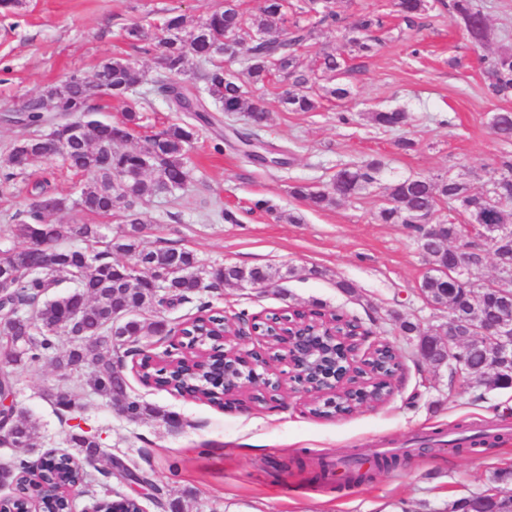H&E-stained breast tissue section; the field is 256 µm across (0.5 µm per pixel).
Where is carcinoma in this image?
Listing matches in <instances>:
<instances>
[{"label":"carcinoma","mask_w":512,"mask_h":512,"mask_svg":"<svg viewBox=\"0 0 512 512\" xmlns=\"http://www.w3.org/2000/svg\"><path fill=\"white\" fill-rule=\"evenodd\" d=\"M337 0H307V12L315 13L317 24L334 26L344 31L345 44L339 49L324 50L316 68L307 72L299 69L298 48L312 41L316 34L313 25L289 20L293 10L291 0H262L258 13L243 11L240 4L224 3L195 26H187L183 15L171 16L165 22L166 34L156 39L137 21L124 28V39L134 47L146 46L156 40L161 58L166 62L155 81L165 94L174 111L182 112L187 122L174 123L144 138L142 146L121 150L118 144L142 127L143 114L134 106L126 109L123 121L112 124L97 120L86 122L87 133L76 138L68 135L67 117L79 115L80 122L88 112L96 111L92 96L94 89L104 88L110 97L125 99L144 83L146 75L129 59L114 58L112 66H98L93 78L72 76L56 87L59 107L56 114L44 111L40 95L27 100L25 125L43 128V134L18 140L32 150L25 161H17L16 147H11L0 165V189L6 191L14 185L17 176L25 173L30 163L46 154L44 139L52 136L60 143L59 156L68 169L86 176L75 196L61 197L48 189V182L35 183L31 191L32 202L27 220L14 225L15 236L26 241L20 250L0 249V264L13 267V277H0V383L15 390L17 369L50 358L59 368H90L83 380L73 386H62L48 393L56 410L71 418L84 411L88 391L116 404L129 396L128 385L122 371L116 367V358L131 344L141 345L149 336L170 333L164 319L147 322L138 317L145 309L160 310L182 302L206 288H215L226 282H251L264 285L283 278L280 270L270 266H212L201 267L195 255L184 248L166 246L153 250L140 247L145 225L142 208L162 194H174L184 188L189 178L188 152L197 136L194 120L207 118L205 99L216 93L214 102L222 112L243 114L251 126L262 128L269 113L249 96L248 92L230 73L228 65L238 60L246 64V73L255 86L269 82L272 73L288 79V86L280 93V103L288 112H314L320 99L333 98L348 102L352 99L347 57H364L375 50L377 38L373 32L383 27L380 17L364 13L352 24L336 10ZM396 12L406 27L418 26L428 9V0H396ZM452 20L465 26L463 34L474 31L489 32L485 15L472 4V0H452ZM249 40L240 56L224 55V39ZM195 59L200 66L199 77L190 85H179L187 73V62ZM486 64L484 94L491 99L512 98V51L505 50L483 59ZM371 121L386 129H400L408 125L409 115L400 109L376 110ZM503 142H512V112L502 111L492 127ZM385 163L377 158L367 159L336 171L325 186L296 184L292 195L315 209L339 205L360 195L381 180ZM486 186L497 198L512 200V154L502 157L498 166L486 171ZM382 204L376 219L382 224H417L424 216L448 206V217L439 223L437 235L448 242L427 255L428 262L438 269L448 270V277L434 276L421 281L420 288L431 299L454 304L450 328L455 336L454 357L466 362L475 374L492 373L488 381L479 385L491 390L500 380L512 378V362H502L494 353L471 335L470 324L477 316L496 317L509 301L495 290L485 287L477 277L456 280L453 268L466 266L477 272L483 266L484 243L472 240L460 246L459 225L474 224L486 207L483 193L475 192L469 181L462 177L446 179L426 175H412L390 180L384 187ZM39 200H54L68 210H78L99 217H120L129 227L121 234L107 236L95 224H68L63 221H45L48 211L36 205ZM71 237H81L91 245L85 249L63 245ZM125 254L134 260H143L141 269L112 261L113 254ZM69 281L74 289L67 293H54L52 289ZM118 310L130 313L124 320L123 339L112 344V316ZM195 319L189 331L191 340L207 347L208 324L217 316L206 313ZM401 330L417 334V355L427 364L445 367L444 352L435 344L433 336L422 333L418 326L405 321ZM62 332L74 334L75 344L64 352L58 351L56 338ZM377 373L368 386L369 400L382 403L391 395L386 380L390 365L383 359L376 362ZM205 398H212L215 386L206 372L189 379ZM126 419L138 422L160 418L167 422L171 415L133 398ZM15 437L25 446L35 433V424L23 409H18ZM70 447L76 452L57 454V467L40 475L27 470L23 461L0 462V485L15 487L12 500L6 508H17L39 501L45 508H54L57 502L50 498L52 489L62 487L78 476L76 463L92 464L103 450L94 435H71ZM395 457L383 458L374 467L353 477L361 482L396 469Z\"/></svg>","instance_id":"carcinoma-1"}]
</instances>
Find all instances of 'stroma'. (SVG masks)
Wrapping results in <instances>:
<instances>
[{
    "label": "stroma",
    "mask_w": 512,
    "mask_h": 512,
    "mask_svg": "<svg viewBox=\"0 0 512 512\" xmlns=\"http://www.w3.org/2000/svg\"><path fill=\"white\" fill-rule=\"evenodd\" d=\"M220 2L21 0L16 9L0 11V111L19 110L45 86L71 76L92 77L112 56L134 60L155 76L157 54L131 46L123 27L137 20L152 31L173 13L192 25ZM450 2L430 0L421 27L410 30L395 0H340L344 16L371 12L385 24L375 52L352 61L347 116L329 102L315 112H286L276 86L251 87L270 114L259 140L286 148L287 165L261 166L245 158L237 136L249 131L247 119L213 111L190 148L186 186L144 208V248H185L204 267L268 265L285 273L268 288L226 284L160 315L143 311L144 319L160 316L173 327L204 305L263 317L291 306L333 312L358 321L397 350L401 367L392 396L343 416L317 417L309 400L293 391L287 361L273 357L267 372L281 383L279 403L220 409L143 384L134 369L125 368L129 394L177 414L180 425L132 423L107 400L92 398L81 424L100 435L104 455L88 467L75 512H91L99 499L119 493L144 496V488L108 476L111 453L147 470L163 500L180 501L183 512H448L453 501L495 485L496 474L512 468V434L471 451L452 444L461 430L503 427L497 410L512 408V389L493 390L486 402H473L470 390L453 384L446 368L418 360L414 337L399 330L410 321L442 341L448 314L432 309L417 292L428 263L413 234L404 225L377 221L382 185L325 210L311 209L289 193L293 183L326 184L338 169L372 156L384 158L391 175L466 173L474 190L484 189L487 168L512 154V144L500 141L490 126L492 113L512 111V99L484 95L480 57L512 49V0H476L491 32L482 51L453 22ZM137 103L144 126L130 146L181 119L152 84L142 87ZM385 108L410 113L404 132L369 121L368 112ZM403 135L414 140L412 149L397 147ZM43 178L60 196L73 195L78 186L58 159L34 160L11 192L0 194V249L23 247L12 229L26 216L33 183ZM259 200L267 210L255 209ZM225 209L236 223L221 218ZM291 213L299 223L288 222ZM345 281L350 290L342 289ZM16 378V401L37 430L29 447H0V460L31 463L48 450L66 448L73 423L58 417L47 393L78 375L43 359L19 369ZM394 454L400 466L372 482L318 477L324 462L345 456L373 462Z\"/></svg>",
    "instance_id": "obj_1"
}]
</instances>
